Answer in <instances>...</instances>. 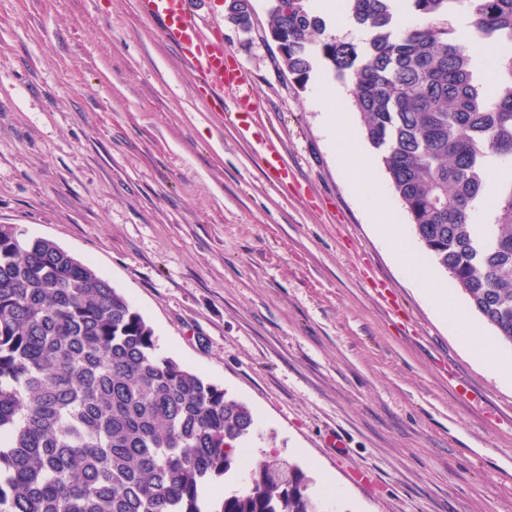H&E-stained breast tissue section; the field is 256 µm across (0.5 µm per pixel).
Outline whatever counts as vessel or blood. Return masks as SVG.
Returning a JSON list of instances; mask_svg holds the SVG:
<instances>
[{
    "label": "vessel or blood",
    "instance_id": "vessel-or-blood-1",
    "mask_svg": "<svg viewBox=\"0 0 512 512\" xmlns=\"http://www.w3.org/2000/svg\"><path fill=\"white\" fill-rule=\"evenodd\" d=\"M141 8L160 22L165 41L179 51L199 85L212 91L228 89L239 97L245 94L248 77L227 62L222 43L192 14L190 0H141Z\"/></svg>",
    "mask_w": 512,
    "mask_h": 512
}]
</instances>
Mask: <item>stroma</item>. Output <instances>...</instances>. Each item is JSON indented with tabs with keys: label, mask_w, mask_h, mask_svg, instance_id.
I'll list each match as a JSON object with an SVG mask.
<instances>
[{
	"label": "stroma",
	"mask_w": 512,
	"mask_h": 512,
	"mask_svg": "<svg viewBox=\"0 0 512 512\" xmlns=\"http://www.w3.org/2000/svg\"><path fill=\"white\" fill-rule=\"evenodd\" d=\"M223 3L191 10L249 74L242 109L197 87L138 0H0V224L89 262L161 355L253 409V450L316 492L332 476L330 512H512V387L460 347L341 174L311 96L339 88L348 112L350 83L281 76L266 0L248 33Z\"/></svg>",
	"instance_id": "35a3bbf8"
}]
</instances>
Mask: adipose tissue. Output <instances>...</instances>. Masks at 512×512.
I'll use <instances>...</instances> for the list:
<instances>
[{
  "label": "adipose tissue",
  "instance_id": "ef3b65f1",
  "mask_svg": "<svg viewBox=\"0 0 512 512\" xmlns=\"http://www.w3.org/2000/svg\"><path fill=\"white\" fill-rule=\"evenodd\" d=\"M337 96L338 92L335 88L323 85L316 88V101L319 105L326 107L327 127L336 136V149L341 158V170L348 178L354 192L367 199L369 209L377 222L380 238L401 269L417 280L436 312L447 321L468 351L498 378L506 382L512 381V361L503 360L494 346L471 327L467 312L456 304L447 287L437 285L419 273L406 230L398 224L397 217L385 196L371 188L369 184L366 166L359 160L355 146L347 133L349 125L347 113L330 108L331 102Z\"/></svg>",
  "mask_w": 512,
  "mask_h": 512
}]
</instances>
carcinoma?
<instances>
[{
    "label": "carcinoma",
    "mask_w": 512,
    "mask_h": 512,
    "mask_svg": "<svg viewBox=\"0 0 512 512\" xmlns=\"http://www.w3.org/2000/svg\"><path fill=\"white\" fill-rule=\"evenodd\" d=\"M267 2L283 69L349 81L428 260L512 345V0H345L362 42L330 33L313 0ZM232 9L252 28V0ZM462 9L464 40L445 22ZM256 436L251 408L160 356L92 265L0 224V512H323L278 451L244 463Z\"/></svg>",
    "instance_id": "cac0c4a2"
}]
</instances>
